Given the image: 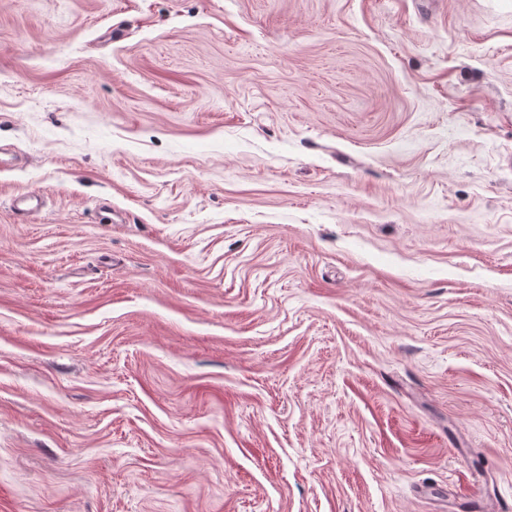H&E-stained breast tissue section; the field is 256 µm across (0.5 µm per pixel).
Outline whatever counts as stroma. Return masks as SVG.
<instances>
[{"label":"stroma","instance_id":"obj_1","mask_svg":"<svg viewBox=\"0 0 512 512\" xmlns=\"http://www.w3.org/2000/svg\"><path fill=\"white\" fill-rule=\"evenodd\" d=\"M1 146L0 512L512 506V0H0ZM449 491L460 501L467 504L471 510L478 511L481 508L483 491L479 484H475L467 477L462 482H452Z\"/></svg>","mask_w":512,"mask_h":512}]
</instances>
